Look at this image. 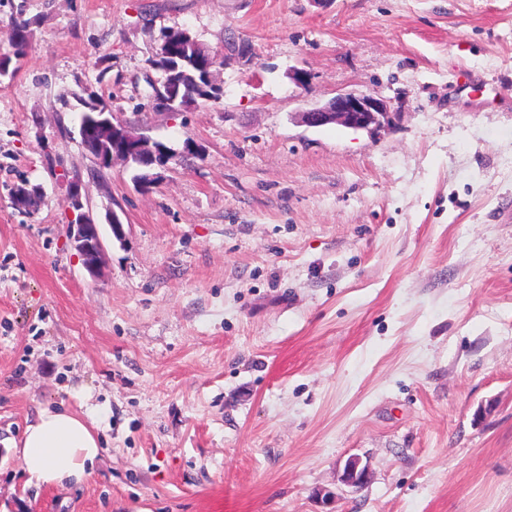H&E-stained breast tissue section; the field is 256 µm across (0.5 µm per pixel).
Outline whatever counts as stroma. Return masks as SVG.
<instances>
[{
    "label": "stroma",
    "mask_w": 512,
    "mask_h": 512,
    "mask_svg": "<svg viewBox=\"0 0 512 512\" xmlns=\"http://www.w3.org/2000/svg\"><path fill=\"white\" fill-rule=\"evenodd\" d=\"M19 13L33 37L0 78V512H323L322 489L335 512H512V0H0V30ZM172 33L224 55L218 101L153 108ZM464 71L495 103L458 91ZM84 88L167 148L149 190L81 146ZM349 92L396 120L300 123ZM75 175L97 278L68 240ZM25 183L44 190L31 214ZM43 408L94 420L87 484L23 471L13 447ZM369 470V464L363 463L360 457H350L345 464L342 481L352 492H359L368 483Z\"/></svg>",
    "instance_id": "obj_1"
}]
</instances>
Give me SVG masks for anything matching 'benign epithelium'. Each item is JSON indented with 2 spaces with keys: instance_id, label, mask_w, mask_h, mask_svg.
Listing matches in <instances>:
<instances>
[{
  "instance_id": "benign-epithelium-1",
  "label": "benign epithelium",
  "mask_w": 512,
  "mask_h": 512,
  "mask_svg": "<svg viewBox=\"0 0 512 512\" xmlns=\"http://www.w3.org/2000/svg\"><path fill=\"white\" fill-rule=\"evenodd\" d=\"M159 103L169 106L179 101L184 95L182 85L174 80L165 79L157 89ZM392 116L386 103L370 94L339 93L324 106L314 107L300 113V122L308 127H321L337 124L353 131H377L389 124ZM104 126L112 127V146L100 157L99 163L110 167L117 160L129 161L140 156L144 159L141 168L144 173L139 179L140 187L148 188L156 181L151 173L154 166L164 165L150 146V139L139 132V128L122 123H114L109 118H102L94 125H80L78 135L80 144L99 135ZM68 207L77 213V221L68 225L70 245L77 251L82 264L91 276L100 270L104 244L100 224L91 210L85 206L82 182L77 176L69 181L67 195ZM369 479V464L362 462L358 456L349 458L343 472V483L353 492L363 490Z\"/></svg>"
}]
</instances>
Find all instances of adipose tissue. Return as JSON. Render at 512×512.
Listing matches in <instances>:
<instances>
[{
	"mask_svg": "<svg viewBox=\"0 0 512 512\" xmlns=\"http://www.w3.org/2000/svg\"><path fill=\"white\" fill-rule=\"evenodd\" d=\"M100 453L99 439L82 416L52 409L27 426L16 450L31 479L59 488L87 482Z\"/></svg>",
	"mask_w": 512,
	"mask_h": 512,
	"instance_id": "adipose-tissue-1",
	"label": "adipose tissue"
}]
</instances>
